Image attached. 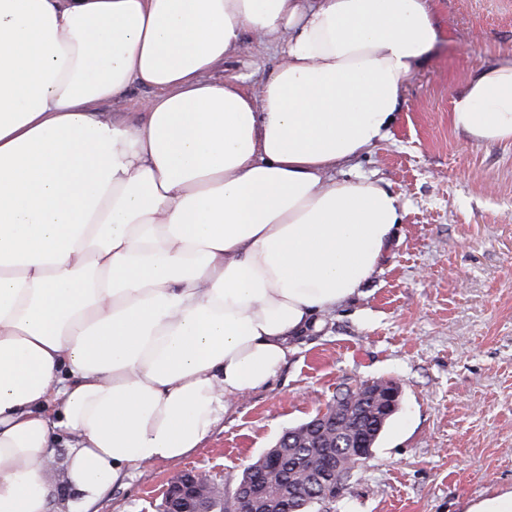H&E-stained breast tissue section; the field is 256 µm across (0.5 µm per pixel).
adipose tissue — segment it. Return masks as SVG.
<instances>
[{
	"mask_svg": "<svg viewBox=\"0 0 512 512\" xmlns=\"http://www.w3.org/2000/svg\"><path fill=\"white\" fill-rule=\"evenodd\" d=\"M248 32L255 97L210 77ZM438 40L431 0H0V512H50L62 442L67 512L187 456L358 294L400 201L335 171ZM135 83L142 122L98 112ZM450 121L512 142V60ZM279 60L276 41L271 39L270 44L260 50L253 49L250 54L240 53L227 59L212 72L214 78H223L224 75L245 73L249 76L242 85L246 92H253L257 86L269 76Z\"/></svg>",
	"mask_w": 512,
	"mask_h": 512,
	"instance_id": "adipose-tissue-1",
	"label": "adipose tissue"
}]
</instances>
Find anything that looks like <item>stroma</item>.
Returning <instances> with one entry per match:
<instances>
[{"instance_id":"1","label":"stroma","mask_w":512,"mask_h":512,"mask_svg":"<svg viewBox=\"0 0 512 512\" xmlns=\"http://www.w3.org/2000/svg\"><path fill=\"white\" fill-rule=\"evenodd\" d=\"M436 48L407 80L386 136L337 176L389 184L402 219L352 301L302 338L267 387L229 407L201 448L133 468L95 512H154L167 479L203 468L232 488L288 427L346 387L395 379L401 404L342 512H465L512 490V142L479 145L451 125L452 94L478 64L512 58V0H434ZM276 44L213 71L254 91Z\"/></svg>"}]
</instances>
